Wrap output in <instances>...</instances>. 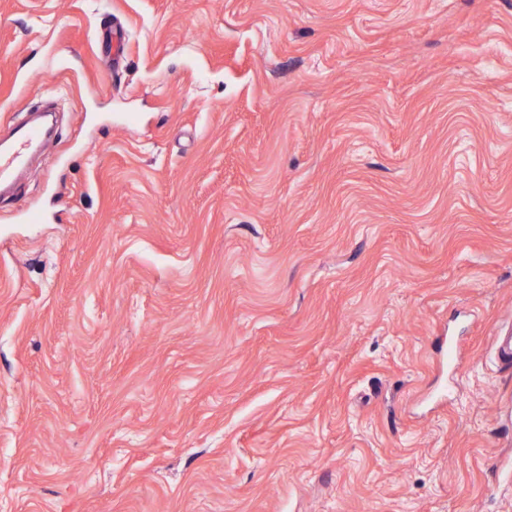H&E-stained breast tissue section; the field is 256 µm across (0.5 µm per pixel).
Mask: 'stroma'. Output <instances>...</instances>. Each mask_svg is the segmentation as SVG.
Returning a JSON list of instances; mask_svg holds the SVG:
<instances>
[{
  "instance_id": "35a3bbf8",
  "label": "stroma",
  "mask_w": 512,
  "mask_h": 512,
  "mask_svg": "<svg viewBox=\"0 0 512 512\" xmlns=\"http://www.w3.org/2000/svg\"><path fill=\"white\" fill-rule=\"evenodd\" d=\"M43 97L0 512H512V0H0Z\"/></svg>"
}]
</instances>
